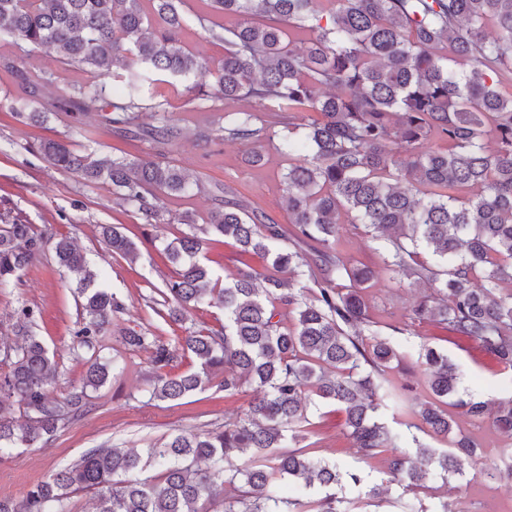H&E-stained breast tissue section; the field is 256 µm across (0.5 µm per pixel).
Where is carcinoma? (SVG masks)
Segmentation results:
<instances>
[{"mask_svg":"<svg viewBox=\"0 0 512 512\" xmlns=\"http://www.w3.org/2000/svg\"><path fill=\"white\" fill-rule=\"evenodd\" d=\"M211 11L235 23L213 22L208 35L224 43L214 68L213 102L250 101L225 114V136L253 144L247 162L264 160L262 141L274 129L288 156L284 199L294 248L277 224L240 202H220L203 231L233 240L267 261L265 271L241 270L218 287L200 259L205 239L195 233L164 245L177 275L161 292L168 318L203 302L224 310L215 331L186 330L169 342L154 333L122 337L148 354L156 369L149 398L180 400L209 387L232 397L247 386L257 395L243 416L218 430L180 431L149 448H93L73 465L37 484L21 501L0 499V512H69L76 491H92L95 512H198L196 502L228 484L223 512H307L300 496L319 486L327 494L312 512H353L362 501L343 492L361 485L357 469H344L304 448L312 398L345 412V427L360 459L387 454V482L413 492L438 476L461 475L478 461L479 445L452 436L457 413L472 421L492 415L495 429L512 437V398L489 403L460 390L456 364L422 343L416 361L431 397L413 413L448 439L429 448L392 431L381 410L401 408L403 394L387 377L400 355L391 338L371 328L362 286L366 267L349 266L334 253L339 225L362 224L391 242L390 269L435 291L419 297L411 322L445 325L479 342L512 371V0H209ZM188 24L178 0H0V36L29 52L49 48L63 66L89 70L95 79L69 95L40 96L54 81L44 70L22 75L27 97L12 105L23 122L41 125L57 112H104L119 132L138 134L143 112L159 116L148 131L167 145L177 131L163 103L145 96L155 78L189 79L207 65L189 48ZM308 32L304 45L294 33ZM127 90L121 103L108 89ZM442 141L446 147L429 146ZM24 150L92 186L112 184L118 200L148 220L160 198L193 190L189 175L171 161L100 157L42 139ZM0 220V287L8 286L49 241L57 264L76 281L82 322L73 351L88 355L82 385L56 399L49 386L57 364L32 334L34 311L13 315L19 341L0 348V408L24 404L26 421L0 419V458L56 435L87 409L88 389L102 387L111 365L96 356L98 337L123 303L100 287L92 268L68 237L52 239L20 214ZM101 235L115 254L136 244L119 227ZM305 245L304 251L299 245ZM313 278L309 295L295 279ZM347 279L348 288L335 281ZM289 325H284L283 316ZM193 354V371L170 375L176 351ZM158 470L153 479L141 474Z\"/></svg>","mask_w":512,"mask_h":512,"instance_id":"carcinoma-1","label":"carcinoma"}]
</instances>
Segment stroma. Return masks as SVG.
Wrapping results in <instances>:
<instances>
[{
	"label": "stroma",
	"mask_w": 512,
	"mask_h": 512,
	"mask_svg": "<svg viewBox=\"0 0 512 512\" xmlns=\"http://www.w3.org/2000/svg\"><path fill=\"white\" fill-rule=\"evenodd\" d=\"M182 11L196 32L191 47L206 62L222 59L223 43L209 38L198 23L199 17L210 13L205 0H184ZM0 52L12 63L8 69L0 66V209L22 213L35 229L49 227L71 237L91 263L105 270L107 287L124 304L101 339L102 356L114 360L118 369L104 386L90 391L88 413L58 431L44 447L20 448L0 461V497L18 500L89 449L146 448L166 441L177 431L215 429L241 416L251 399L247 392L228 399L210 388L178 402L150 399L147 389L154 369L146 353L125 347L122 338L132 332L171 338L182 335L187 327L200 330L223 324V310L207 305L189 309L180 325L154 309L165 282L175 273L161 255L160 246L188 232L182 216L190 214L203 221L216 193H223L225 201L241 200L256 207L284 232H291L292 226L281 185L288 160L280 152L278 140L264 141L265 162L252 166L245 160L249 144L228 139L222 132L225 113L247 109L248 101L231 102L219 110L195 98L185 83L160 84L157 99L177 131L173 143L166 147L148 140H126L101 112L76 118L61 112L46 125L33 127L15 118L10 110L15 98L26 91L22 72L34 64L54 73L51 91L55 94L85 81L86 74L61 66L41 49L27 55L9 46ZM206 130L212 133L207 143L198 138ZM40 138L63 140L76 150L91 149L108 156L128 152L145 161L166 158L183 167L191 178L199 179L201 188L185 198L166 199L161 223L151 224L136 207L116 199L111 183L85 185L79 177L60 173L41 157L23 150V143ZM104 224L121 227L136 242V260L108 251L100 234ZM336 251L348 264L373 269L363 292L367 314L381 335L392 337L399 350L405 351V358L392 362L388 377L406 386L409 396L424 400L430 395L424 371L411 356L424 342L457 364L462 388L485 398L512 396V374L484 354L477 342L459 338L441 325L411 323V308L422 288L387 269L385 243L373 240L363 225L344 224ZM206 257L211 271L228 281L244 266L259 271L264 268L261 258L242 257L230 241L207 247ZM24 304L34 309L33 331L58 365L54 394L64 397L81 385L86 370L84 359L72 350L82 309L73 283L59 272L53 252L42 254L18 280L0 288V344L14 343L13 314ZM344 419V412L334 404L318 403L309 415L304 444L314 456L353 467L358 465L357 455L344 429ZM412 495L425 512H441L444 503L458 498L464 500L468 512H512V493L501 482L485 480L477 465L467 467L464 478H437ZM412 495L401 486H390L383 501L370 505L369 512H402Z\"/></svg>",
	"instance_id": "stroma-1"
}]
</instances>
